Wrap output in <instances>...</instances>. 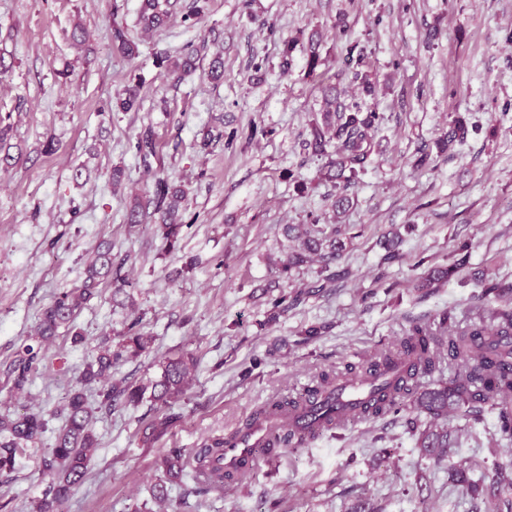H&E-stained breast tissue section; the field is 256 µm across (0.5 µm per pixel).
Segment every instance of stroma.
<instances>
[{
	"instance_id": "35a3bbf8",
	"label": "stroma",
	"mask_w": 512,
	"mask_h": 512,
	"mask_svg": "<svg viewBox=\"0 0 512 512\" xmlns=\"http://www.w3.org/2000/svg\"><path fill=\"white\" fill-rule=\"evenodd\" d=\"M140 0H0V116L14 158L0 169V414L40 411L48 430L17 455L0 484V512H29L47 486L39 462L63 424L61 410L103 337L122 342L130 326L152 336L120 361L112 378L148 383L167 358L192 352L197 368L172 404L180 419L159 438L144 429L153 402L99 410L98 446L84 482L62 512H512V491L492 501L463 494L451 468L488 481L512 460V438L497 415L448 419V461L423 455L426 415L404 409L321 433L282 449L232 484L196 493L194 467L152 488L168 449L194 451L243 426L268 402L316 385L322 371L344 377L414 324L454 315L465 328L478 312L484 280L512 284V0H208L204 19H173L154 33L138 24ZM120 22L139 44L130 59L112 49ZM82 25L88 39L68 34ZM346 92L358 89L343 60L362 49L361 69L380 93L372 163L335 213L337 190L322 178L306 142L322 81L305 42ZM296 40L292 65L279 64ZM202 48L196 69L172 90L160 57L186 43ZM224 78L208 76L214 55ZM143 106H110L132 77ZM463 117L465 142L439 151L449 122ZM152 128L162 165L144 166L134 149ZM220 137L203 145L205 131ZM430 159L416 166L420 151ZM124 171L113 189V168ZM184 184L177 235L130 224L134 197L156 178ZM339 222L342 251L324 283L321 265L281 273L290 224ZM398 240L399 259L383 257ZM112 246V274L60 328L24 390L9 367L34 335L43 309L80 284L100 242ZM303 291L274 314L281 292ZM320 328L317 336L309 328ZM80 333L82 342L72 340ZM417 427H410V418Z\"/></svg>"
}]
</instances>
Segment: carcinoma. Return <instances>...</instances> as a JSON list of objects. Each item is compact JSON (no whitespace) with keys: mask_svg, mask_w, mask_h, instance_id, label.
I'll return each mask as SVG.
<instances>
[{"mask_svg":"<svg viewBox=\"0 0 512 512\" xmlns=\"http://www.w3.org/2000/svg\"><path fill=\"white\" fill-rule=\"evenodd\" d=\"M180 0H141L139 23L147 30H155L165 25L176 12ZM112 48L122 55L135 58L139 55V45L130 39L127 29L118 22L112 23ZM200 49L189 42L176 55H166L160 59L164 75L172 85H179L184 76L194 68ZM140 80L129 82L115 99V110L131 112L139 110L142 102ZM379 115L367 109L365 103L347 101L341 98L337 86L330 83L324 89V109L320 117L310 121L307 146L315 156L326 157L321 169L324 178L347 189L354 183L358 174L364 172L371 163L374 152L373 136ZM469 133L466 122L457 118L449 126L446 143L464 141ZM134 148L143 161L156 155L154 135L151 128L139 134ZM185 200V191L164 178L158 179L151 197L142 204L134 203L127 213V223L145 224L158 217L166 236L176 234L179 226V208ZM341 234V226L330 224L316 229L308 224L298 239L301 251L293 254L282 265L286 272L309 260V255L319 257L324 281L334 279L330 265L339 257L340 247L336 237ZM112 275V248L108 243L100 244L94 260L87 266L81 284L60 292L42 313L38 335L34 343L27 344L18 354L10 370L13 388L24 389L30 372L38 364L40 346L56 336L59 328L73 323L76 312L83 304L97 295L101 281ZM484 295L501 300L512 296V285L494 280L483 283ZM488 318H479L468 328L457 334L443 336L442 342L448 345V360L458 369L456 376L448 383H441L416 393L415 384L421 373L436 369L441 354L439 340L431 329L422 324L412 327L410 333L396 340L391 347L382 351L378 361L386 364L398 359L406 367L402 382L394 385L382 403L366 409L358 415L364 421L374 420L390 412H396L409 404L419 413L431 417L435 425L422 431L419 444L422 451L438 460L448 457V430L444 421L448 416L471 409L476 405H488L498 411L499 430L512 436V371L504 368V361L512 359V310L487 307ZM148 337L134 331L123 340L117 349H112V339L104 338L96 353L85 364L80 385L70 392L63 409L64 424L59 429L53 447L40 459L39 470L48 479V487L42 498L33 502L31 512H60V507L72 491L83 483L94 452L97 439L93 424L97 409L88 402L85 386L101 385V404L107 408L114 404L136 406L144 398L164 408L172 399L183 392L190 369L196 359L190 352H181L162 364L159 377L146 385L134 383L114 384L111 381L112 367L127 356H136L146 349ZM300 408V401L273 402L256 413L247 426L263 419L271 410L283 420H289ZM48 420L40 411L21 417L11 418L0 415V474L9 473L14 468L16 455L40 440L47 429ZM304 442V437L288 425L278 429L275 443L288 447ZM193 458L195 471L208 484L224 482V438L203 442L195 449ZM188 463L184 448H172L163 456L159 467L167 479L179 478Z\"/></svg>","mask_w":512,"mask_h":512,"instance_id":"cac0c4a2","label":"carcinoma"}]
</instances>
